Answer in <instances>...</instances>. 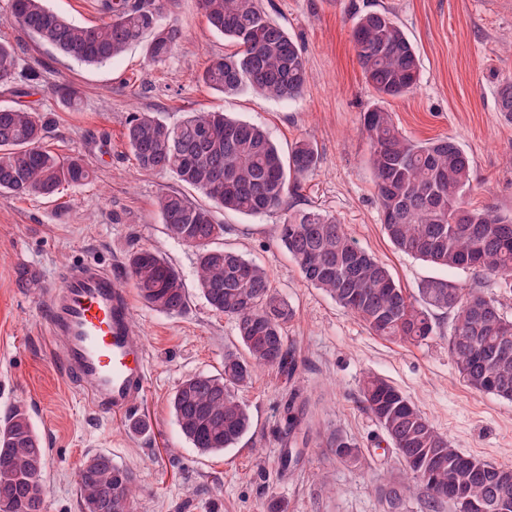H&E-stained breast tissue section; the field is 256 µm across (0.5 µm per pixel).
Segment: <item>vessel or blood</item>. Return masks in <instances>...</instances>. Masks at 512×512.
I'll return each instance as SVG.
<instances>
[{
	"label": "vessel or blood",
	"mask_w": 512,
	"mask_h": 512,
	"mask_svg": "<svg viewBox=\"0 0 512 512\" xmlns=\"http://www.w3.org/2000/svg\"><path fill=\"white\" fill-rule=\"evenodd\" d=\"M47 334L68 372L89 389L97 410H131L147 378L142 337L130 324L131 298L108 271L93 264L70 268L47 296Z\"/></svg>",
	"instance_id": "vessel-or-blood-1"
}]
</instances>
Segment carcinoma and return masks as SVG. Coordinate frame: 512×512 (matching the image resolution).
Here are the masks:
<instances>
[{"instance_id":"carcinoma-1","label":"carcinoma","mask_w":512,"mask_h":512,"mask_svg":"<svg viewBox=\"0 0 512 512\" xmlns=\"http://www.w3.org/2000/svg\"><path fill=\"white\" fill-rule=\"evenodd\" d=\"M199 2L210 28L236 47L204 71L208 87L223 95L252 91L284 100L303 94L308 72L302 50L263 10L262 0ZM166 9L167 0H104L106 19L78 26L51 11L45 0H11L10 17L40 42L88 65L112 60L146 35L148 57L162 63L184 39L180 28L163 22ZM352 43L378 97L361 113L360 131L370 147L386 238L400 253L441 269L467 270L477 280L496 279L512 292V215L468 206L472 161L455 139L414 140L380 105L417 88L420 62L412 41L388 13L370 11L354 23ZM16 59L14 48L0 42V82L12 79ZM498 107L512 121L510 79L499 88ZM51 126L46 113L0 106V194L52 198L66 186L91 181L82 158L61 159L44 146ZM126 138L140 170L168 173L208 200L202 204L169 191L157 206L172 237L195 251L199 291L213 310L234 320L246 355L227 352L224 373L184 379L171 408L179 434L200 453L233 448L252 426L235 389L249 384L258 366L294 369L285 334L294 310L273 289L265 269L215 245L224 235L216 213L258 216L282 208L298 189L296 179L316 168V148L303 139L285 155L263 127L220 111L190 112L174 124L135 112ZM277 234L304 280L374 336L422 343L436 335L434 313L451 316L448 353L459 376L475 392L512 401V320L502 315L496 298L431 277L419 284L414 299L380 259L349 238L336 216L320 210L288 214ZM126 268L149 307L170 315L186 312L189 295L170 262L137 247ZM360 402L405 467L406 478L385 490L390 508L416 489L422 512H436L444 503L450 512H469L473 501L484 503L485 512H512V467L460 452L382 377L363 378ZM325 447L343 463H362L360 446L338 431L327 436ZM45 460L27 408L13 406L0 420V506L45 512ZM78 486L81 512H133L136 478L105 453L86 456Z\"/></svg>"}]
</instances>
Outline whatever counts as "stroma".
Segmentation results:
<instances>
[{"mask_svg":"<svg viewBox=\"0 0 512 512\" xmlns=\"http://www.w3.org/2000/svg\"><path fill=\"white\" fill-rule=\"evenodd\" d=\"M269 16L303 49L304 94L294 100L250 91L225 96L201 76L233 46L206 23L199 0H170L164 19L185 40L155 64L145 43L101 65H87L40 43L18 26L0 25V40L17 52V73H35L28 96L0 82V106L24 104L50 113L45 142L62 157L82 156L89 184L51 199L0 195V416L26 405L47 449L46 512H80L77 472L88 453L105 452L136 477L134 512H262L271 496L288 512H387L380 493L404 476L381 430L359 402L372 372L409 397L456 448L492 465H512V401L471 390L448 353L451 320L438 315L436 334L420 344L373 335L322 290L308 284L275 235L288 211L336 216L358 246L374 253L408 292L431 277L470 287L464 270H444L397 252L381 226L369 144L360 115L376 99L350 39L357 16L389 10L420 60L417 88L387 99L402 132L424 141L451 137L473 160L471 207L512 213V121L497 93L512 79V0H262ZM77 90V108L60 105L59 85ZM219 110L263 126L282 151L306 138L319 164L300 180L287 210L261 216L220 214L219 243L269 273L295 311L286 334L294 368H258L237 398L252 418L250 433L224 452L203 455L183 439L170 400L186 377L224 371V354L239 350L234 323L212 311L198 291L196 256L171 237L158 196L176 188L167 174L140 171L126 143L135 112L176 123L185 113ZM151 249L182 274L190 307L167 315L132 297V327L144 336L149 376L129 414L94 410L88 389L69 379L53 354L43 296L71 265L109 267L123 287L132 247ZM303 412L310 436L298 464L283 469L288 413ZM339 431L365 453L359 467L339 462L325 439Z\"/></svg>","mask_w":512,"mask_h":512,"instance_id":"stroma-1","label":"stroma"}]
</instances>
